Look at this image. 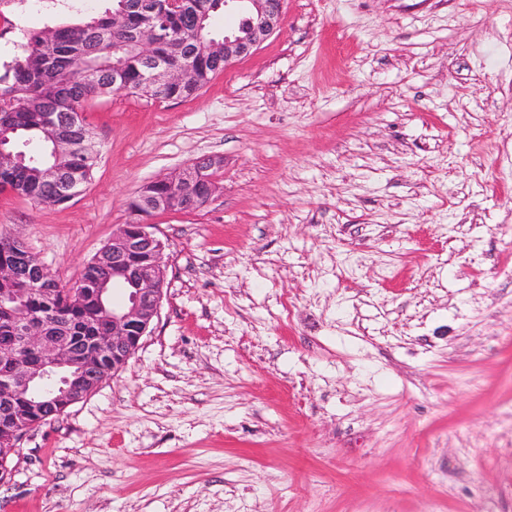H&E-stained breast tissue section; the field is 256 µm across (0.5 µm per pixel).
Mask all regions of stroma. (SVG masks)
Wrapping results in <instances>:
<instances>
[{
	"label": "stroma",
	"mask_w": 512,
	"mask_h": 512,
	"mask_svg": "<svg viewBox=\"0 0 512 512\" xmlns=\"http://www.w3.org/2000/svg\"><path fill=\"white\" fill-rule=\"evenodd\" d=\"M283 12L193 97L91 103L71 202L0 194L68 284L143 183L223 161L207 204L149 216L151 335L21 440L0 512H512V0Z\"/></svg>",
	"instance_id": "35a3bbf8"
}]
</instances>
